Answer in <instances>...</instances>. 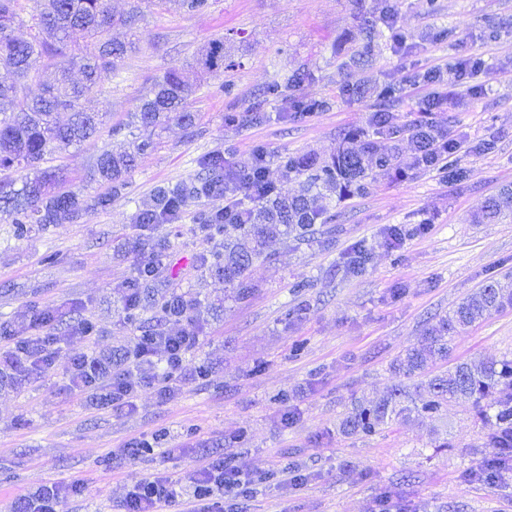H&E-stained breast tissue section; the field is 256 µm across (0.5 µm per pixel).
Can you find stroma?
<instances>
[{
    "mask_svg": "<svg viewBox=\"0 0 512 512\" xmlns=\"http://www.w3.org/2000/svg\"><path fill=\"white\" fill-rule=\"evenodd\" d=\"M111 8L118 17L136 8L142 14L138 52L110 80V96L87 101L89 109L110 112L112 124L125 121L155 80L187 70L212 38L226 36L233 65L204 78L191 104L194 130L174 123L163 130L109 209L96 205L104 188L90 174L103 150L126 146L124 131L48 155L86 201L77 220L20 240L0 220V325L29 336L35 314L70 312L51 330L50 371L19 377L0 370V512L42 485L77 479L85 486L63 512H117L136 481L166 477L184 490L202 462L218 457L262 479L253 497L225 498L233 512H449L453 505L512 512L511 478L489 486L463 477L495 453L468 403L393 421L372 436L342 426L355 402L380 400L398 386L422 393L427 375L399 376L394 360L422 347L435 317L487 280L512 273V220L474 221L491 195L512 186V0H400L396 26L405 42L381 31L368 48L369 65L359 70L341 66L363 48L351 0H211L198 13L177 0H111ZM494 26L501 33L491 41L486 32ZM448 28L455 38L438 39ZM473 58L481 67L456 86L416 78ZM293 74L302 78L299 96L326 99L329 109L281 119L287 99L263 91ZM387 83L400 88L389 109L393 127L429 122L464 142L456 175L412 167L411 145L400 140L401 174L376 177L365 195L329 200L339 217L318 225L313 239L271 242L270 259L247 272L252 294L244 301L200 267L199 256L218 246L199 230L213 203H189L177 223L150 231L168 269L156 298L175 291L202 303L193 321L200 344L183 362L186 381L166 400L144 386L134 409L122 412L69 387L76 352L131 369L127 354L143 329L168 327L152 307L142 310L140 324L127 322L118 294L146 258L135 246L140 229L132 216L156 186L192 178L198 159L214 151L249 169L261 149L277 191L299 194L302 178L284 175L279 156L329 159L344 133L370 128L378 110L371 90ZM356 84L364 95L349 94ZM436 92L453 93L454 104L424 110ZM254 111L267 122H250ZM228 112L240 122L226 124ZM489 139L493 151H481ZM361 249L365 265L347 273ZM80 321L93 324V337L75 333ZM505 356L512 357V307L459 335L449 359ZM158 431L166 439L136 459L122 458L128 441ZM296 472L302 484L292 481Z\"/></svg>",
    "mask_w": 512,
    "mask_h": 512,
    "instance_id": "35a3bbf8",
    "label": "stroma"
}]
</instances>
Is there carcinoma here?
<instances>
[{
  "mask_svg": "<svg viewBox=\"0 0 512 512\" xmlns=\"http://www.w3.org/2000/svg\"><path fill=\"white\" fill-rule=\"evenodd\" d=\"M398 13V0H382L380 11L384 25L391 29ZM28 27V38L14 35L18 27ZM82 30L94 44V51L82 56L70 46V32ZM137 50L135 42L112 38V15L108 0H38L35 13L26 18L20 0H0V69L14 73L17 81L0 84V214L14 224V235L24 238L33 227L47 228L74 220L83 209L84 200L65 189L68 175L62 168H44L46 156L56 149L80 144L101 135L104 114L89 112L84 99L90 93L108 94L105 81L118 73L125 59ZM224 38L213 39L195 60V69L202 74H215L224 69ZM79 67L82 79L70 78L73 67ZM49 70L53 81L40 93L26 87L25 78L33 71ZM299 79L275 82L266 94L288 95L291 107L298 113L324 111L328 102L323 99H302L295 95ZM196 87L176 71L167 72L154 82L140 105L129 113L123 128L135 136L132 151L114 153L103 151L94 166L98 181L107 191L96 198L103 209L112 198L126 189L127 177L137 166L138 158L156 147V130L175 121L185 129L196 124V115L188 105ZM69 113L62 123L57 115ZM372 124L385 130L383 137L372 139L363 130L344 135L331 161L318 163L298 155L280 158L286 174L305 177L300 194L286 197L275 188L259 204L252 198L239 199L237 210L226 214L215 206L201 217L203 228L224 234V261H211L206 254L198 262L224 280V287L235 290L236 297L249 296L251 285L246 271L258 259L267 258L268 243L276 238L286 243L304 240L316 232L317 221L323 214L333 221L324 201L333 193L338 201L367 193L370 173L367 162L373 158L379 171L390 174L400 171L397 147L392 144L396 130L388 127L382 116L373 115ZM438 132L426 124L414 125L408 140L414 151L415 166L439 167L448 175L456 174L457 161L448 147L431 152ZM200 172L188 182L169 183L157 187L150 203L138 208L133 223L149 229L156 224H173L190 202L215 200L240 189L244 178H263L265 158L258 156L247 171H237L226 164L220 151L198 160ZM24 171L21 185L8 174ZM512 215V189L505 188L489 198L477 222H493ZM250 238L246 248L239 237ZM140 250L152 254V262L136 269L135 275L122 285V300L128 311L142 306L149 297V288L160 282L163 269L161 251L150 235L137 239ZM512 306V274L483 284L463 301L453 313L442 317L427 330V343L421 349L408 351L399 358L393 369L411 378L422 373L435 360L448 358L450 343L456 335L483 321L491 313ZM459 398L473 399L477 415L487 429L486 437L498 448L495 457L484 460L466 473V478L493 485L512 470V358L462 362L442 376L432 378L424 395L412 396L396 388L389 397L363 402L345 420L344 428L365 435L376 432L389 421L405 414H439L448 403Z\"/></svg>",
  "mask_w": 512,
  "mask_h": 512,
  "instance_id": "1",
  "label": "carcinoma"
}]
</instances>
